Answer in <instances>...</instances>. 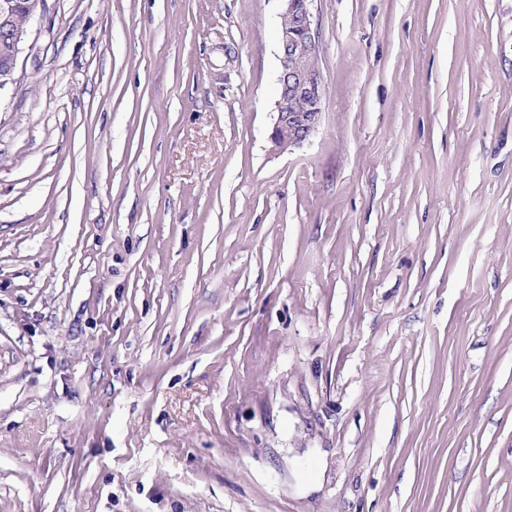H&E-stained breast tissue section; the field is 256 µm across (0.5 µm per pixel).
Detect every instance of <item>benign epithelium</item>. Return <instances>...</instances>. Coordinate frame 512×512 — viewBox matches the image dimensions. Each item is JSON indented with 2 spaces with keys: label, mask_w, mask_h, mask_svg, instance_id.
Masks as SVG:
<instances>
[{
  "label": "benign epithelium",
  "mask_w": 512,
  "mask_h": 512,
  "mask_svg": "<svg viewBox=\"0 0 512 512\" xmlns=\"http://www.w3.org/2000/svg\"><path fill=\"white\" fill-rule=\"evenodd\" d=\"M45 0H0V90L15 82L29 22ZM278 37L279 92L270 134L272 150L299 149L317 131L324 108L325 84L320 67L319 39L313 27L312 0H282ZM24 22L16 23L17 16Z\"/></svg>",
  "instance_id": "7a95c632"
}]
</instances>
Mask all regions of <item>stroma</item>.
<instances>
[{"mask_svg": "<svg viewBox=\"0 0 512 512\" xmlns=\"http://www.w3.org/2000/svg\"><path fill=\"white\" fill-rule=\"evenodd\" d=\"M46 0L0 90V512H512V0ZM281 1L279 92L270 134L272 150L277 153L299 149L309 142L320 125L326 94L312 0Z\"/></svg>", "mask_w": 512, "mask_h": 512, "instance_id": "35a3bbf8", "label": "stroma"}]
</instances>
